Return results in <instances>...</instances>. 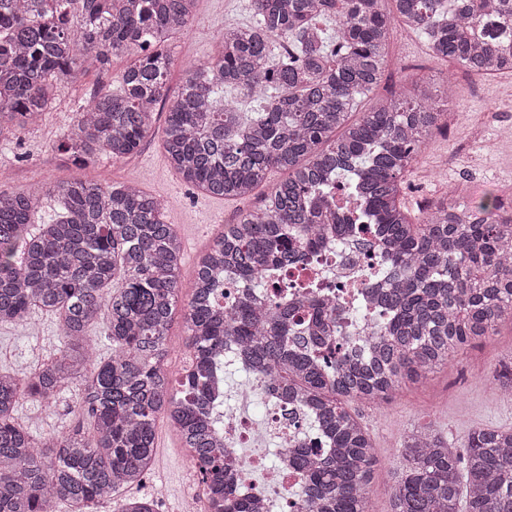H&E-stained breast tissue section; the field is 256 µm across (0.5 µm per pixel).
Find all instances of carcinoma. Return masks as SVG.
Wrapping results in <instances>:
<instances>
[{
    "instance_id": "cac0c4a2",
    "label": "carcinoma",
    "mask_w": 512,
    "mask_h": 512,
    "mask_svg": "<svg viewBox=\"0 0 512 512\" xmlns=\"http://www.w3.org/2000/svg\"><path fill=\"white\" fill-rule=\"evenodd\" d=\"M44 2L0 0V128L41 122L55 81L132 56L119 90L73 109L62 153L78 167L134 156L163 101L162 148L185 183L224 199L262 193L194 270L183 305L191 363L171 378L167 339L184 251L163 202L82 179L0 190V324L53 314L64 338L36 368L0 371V512H57L62 502L86 512L140 485L163 413L190 450L206 512H254L224 484L229 462L211 418L228 338L253 374L319 424V453L301 447L290 459L305 480V512H368L374 446L348 404L384 401L512 323V205L494 191L463 203L443 197L409 222L402 177L447 128L442 100L451 91L415 87L358 108L382 81L398 23L470 78L512 75V0H392L389 11L383 0H251L252 22L224 27L220 50L176 90L166 48L189 29L197 0H82L78 24L65 4L47 5L56 16L46 21ZM285 38L294 53L270 62ZM226 89L256 110L224 99ZM274 169L287 176L272 184ZM50 201L60 212L34 225ZM353 232L378 239L392 278L369 352L351 354L349 339L336 345L331 321L343 320L342 308L315 283L304 327L283 300L221 302L225 276L249 283L317 251L330 233ZM98 324L112 342L108 356L87 339ZM74 385L75 425L37 438L17 422L23 403L52 408ZM462 447L434 430L409 431L390 512H512V428H476ZM156 506L124 498L119 512Z\"/></svg>"
}]
</instances>
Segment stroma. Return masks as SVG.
<instances>
[{
	"label": "stroma",
	"mask_w": 512,
	"mask_h": 512,
	"mask_svg": "<svg viewBox=\"0 0 512 512\" xmlns=\"http://www.w3.org/2000/svg\"><path fill=\"white\" fill-rule=\"evenodd\" d=\"M249 0H198L191 27L169 47L172 65L169 82L179 87L186 76V63L205 62L215 52L217 35L227 24H242L251 18ZM126 57L113 58L104 71L92 70L55 86L56 106L38 126L21 131H0V167L9 178L0 189L18 191L32 185L80 177L111 182H134L165 200L166 219L174 224L184 244L186 269H193L197 256L220 233L225 222L239 212L254 208L255 199L224 200L195 193L170 166L161 139L164 113H156L154 123L139 153L127 161L101 157L97 164L76 167L64 161L57 146L70 128L76 102L118 89L120 77L129 65ZM437 88L454 84L456 94L448 105L453 117L447 135L433 138L406 174L403 201L410 213H417L423 201L451 194L474 199L486 190L498 189L512 199V141H502L495 151L476 155L456 152L459 144L473 137H493L499 126L512 124V75H501L473 82L453 62L430 58L424 39L416 31L395 29L389 48L388 70L374 90L380 98L402 88L406 77ZM456 152L454 165H447L449 152ZM38 331L24 326L0 325V369L34 368L62 346L57 319L37 314ZM512 357V325L503 324L497 336L481 346L449 358L426 380L403 386L392 399L375 405L352 403L351 408L366 426L376 455V465L368 485L372 512H389L393 491L387 474L399 471L398 450L406 431L428 426L453 441L461 440L473 428H512V394L498 390L490 374L499 361ZM67 390L57 409L48 411L38 403L19 407L17 418L31 434L72 426L67 406L74 398ZM199 485L189 452L181 447L166 424L157 427L155 463L144 483L129 488L132 496H145L162 488L158 512H181L188 494Z\"/></svg>",
	"instance_id": "obj_1"
}]
</instances>
